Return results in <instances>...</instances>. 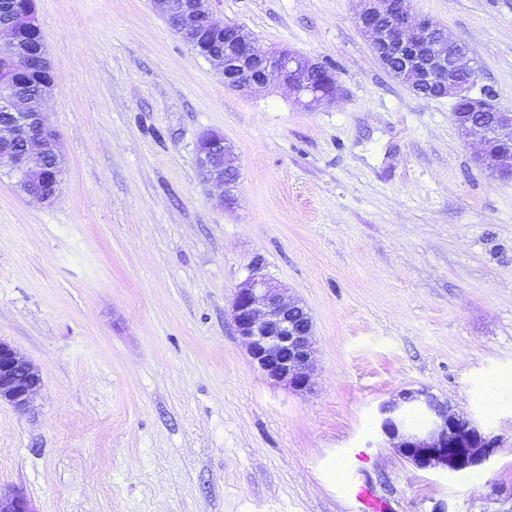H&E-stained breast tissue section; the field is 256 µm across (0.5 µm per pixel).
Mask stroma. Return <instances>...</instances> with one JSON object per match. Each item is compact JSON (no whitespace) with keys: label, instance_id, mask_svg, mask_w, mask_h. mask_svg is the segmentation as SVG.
<instances>
[{"label":"stroma","instance_id":"obj_1","mask_svg":"<svg viewBox=\"0 0 512 512\" xmlns=\"http://www.w3.org/2000/svg\"><path fill=\"white\" fill-rule=\"evenodd\" d=\"M65 157L40 203L0 175V341L40 371L0 401V495L34 512H357L346 468L390 512H512V179L462 140L451 99L378 63L356 0H209L216 23L338 81L223 79L153 0H35ZM464 42L471 95L512 108V0H410ZM235 149L237 204L197 144ZM314 324L312 392L267 380L229 318L254 265ZM499 382L497 402L487 389ZM425 390L493 441L466 472L390 448L381 404Z\"/></svg>","mask_w":512,"mask_h":512}]
</instances>
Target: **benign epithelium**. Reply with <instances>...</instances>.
<instances>
[{
	"instance_id": "obj_1",
	"label": "benign epithelium",
	"mask_w": 512,
	"mask_h": 512,
	"mask_svg": "<svg viewBox=\"0 0 512 512\" xmlns=\"http://www.w3.org/2000/svg\"><path fill=\"white\" fill-rule=\"evenodd\" d=\"M170 4L167 20L194 50L224 78V85L252 92L265 90L277 80L294 93L304 110L330 105L338 83L333 72L316 60L288 48L270 53L255 49L252 34L238 24L215 23L209 0H159ZM11 12L9 23L0 25V58L22 62L21 71L42 75L47 56L42 42L31 39L40 30L33 9L20 10L14 0H0V10ZM356 23L367 38L378 63L386 70L392 63L404 65V80L415 94L431 88L442 98L453 99L452 117L462 137L482 135L481 159L501 176L512 178V108L488 98L474 97L470 88L476 71L468 62V48L426 18H415L409 0H359ZM10 111L11 123L0 130V169L15 179L14 187L44 202L59 192L61 174L48 177L31 172L32 161L42 158L59 134L46 125L47 103L37 98L10 94L0 100ZM200 175L206 182L225 188V204H234L232 188L239 177L237 157L224 135L209 132L197 148ZM285 289L260 268L237 287L231 303L234 330L267 379L306 392L312 385L313 321L296 300H285ZM41 384L38 369L14 348L0 342V401L25 408ZM416 406L428 414L430 426L412 431L406 427L405 410ZM381 434L420 468L442 466L464 472L489 456V440L470 422L451 411L448 403L424 391H404L379 410ZM0 512H34L27 499L17 494L0 497Z\"/></svg>"
}]
</instances>
